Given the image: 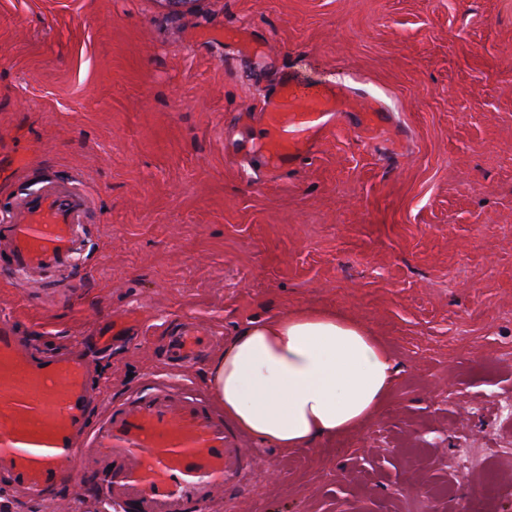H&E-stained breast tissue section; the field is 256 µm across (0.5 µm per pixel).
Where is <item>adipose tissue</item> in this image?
<instances>
[{
	"instance_id": "1",
	"label": "adipose tissue",
	"mask_w": 512,
	"mask_h": 512,
	"mask_svg": "<svg viewBox=\"0 0 512 512\" xmlns=\"http://www.w3.org/2000/svg\"><path fill=\"white\" fill-rule=\"evenodd\" d=\"M397 372L366 327L297 309L248 319L211 361L206 381L240 430L291 450L356 430L384 403Z\"/></svg>"
}]
</instances>
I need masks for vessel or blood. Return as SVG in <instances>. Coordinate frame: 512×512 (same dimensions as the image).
Instances as JSON below:
<instances>
[{
	"instance_id": "obj_1",
	"label": "vessel or blood",
	"mask_w": 512,
	"mask_h": 512,
	"mask_svg": "<svg viewBox=\"0 0 512 512\" xmlns=\"http://www.w3.org/2000/svg\"><path fill=\"white\" fill-rule=\"evenodd\" d=\"M353 109L340 86L305 91L296 78L282 75L261 106L275 167L312 153L327 117ZM388 121L375 107L364 126L385 148L396 142ZM88 214L86 194L54 184L1 207L0 238L8 249L0 255V275L24 288L32 275L82 266L87 245L80 226ZM16 327L10 313H0V475L26 496L42 498L72 483L75 456L103 453L111 465L98 471L96 482L106 503L130 512H205L246 471L235 426L195 389L149 382L90 421L87 361L78 355L34 357ZM210 344L200 322L182 319L166 327L162 361L186 368Z\"/></svg>"
}]
</instances>
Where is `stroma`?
<instances>
[{
	"label": "stroma",
	"mask_w": 512,
	"mask_h": 512,
	"mask_svg": "<svg viewBox=\"0 0 512 512\" xmlns=\"http://www.w3.org/2000/svg\"><path fill=\"white\" fill-rule=\"evenodd\" d=\"M248 27L254 65L225 39ZM339 81L392 114L399 149L354 115L271 177L251 146L278 76ZM67 182L91 198L79 287L0 276L32 352L86 339L95 411L153 379L204 397L207 364L161 360L192 317L221 351L254 316L329 310L400 372L361 428L297 450L243 436L249 471L211 512H512V0H0V206ZM134 316L135 341L101 346ZM493 449L484 481L459 448ZM10 512H109L93 486Z\"/></svg>",
	"instance_id": "1"
}]
</instances>
